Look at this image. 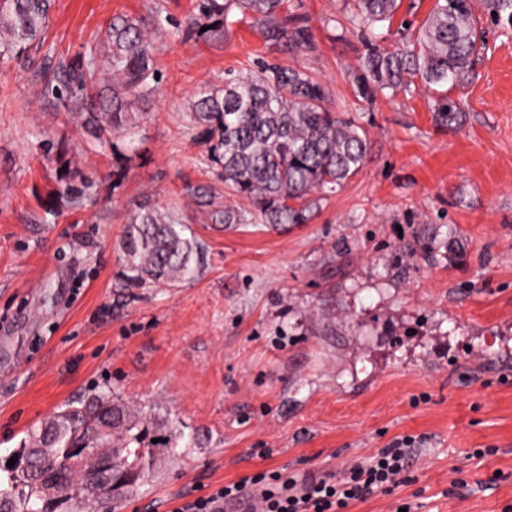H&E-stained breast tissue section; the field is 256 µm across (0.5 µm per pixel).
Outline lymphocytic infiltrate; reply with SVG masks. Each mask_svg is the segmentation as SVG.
<instances>
[{"instance_id": "obj_1", "label": "lymphocytic infiltrate", "mask_w": 512, "mask_h": 512, "mask_svg": "<svg viewBox=\"0 0 512 512\" xmlns=\"http://www.w3.org/2000/svg\"><path fill=\"white\" fill-rule=\"evenodd\" d=\"M421 454L418 439L406 435L336 471L300 477L267 470L225 483L208 496L183 503L177 512H218L219 503L241 499L254 501L253 512H347L353 503L391 494L408 483Z\"/></svg>"}]
</instances>
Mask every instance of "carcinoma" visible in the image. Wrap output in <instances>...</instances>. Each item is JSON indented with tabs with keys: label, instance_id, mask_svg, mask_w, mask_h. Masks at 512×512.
<instances>
[{
	"label": "carcinoma",
	"instance_id": "cac0c4a2",
	"mask_svg": "<svg viewBox=\"0 0 512 512\" xmlns=\"http://www.w3.org/2000/svg\"><path fill=\"white\" fill-rule=\"evenodd\" d=\"M51 0H0V62L27 52L43 38ZM399 0H357L353 23L392 25ZM198 16L228 17L238 9L240 22L260 31L265 42L281 50L311 47V32L290 13L288 0H198ZM491 20L512 22V0H484ZM137 18L116 17L106 32L111 50L104 64L112 69V86L99 87L95 52L80 53L65 67L55 87L66 112H78L95 138L117 132L128 140L136 125L130 109L156 91L155 46L145 39ZM401 38L367 46L358 86L365 96L376 90L411 91L413 86L437 93L435 121L446 127L461 123V104L450 97L473 76L486 50L485 31L474 0H434L422 23L400 26ZM329 91L304 68L267 61L258 69H230L224 88L197 92L190 107L201 128L206 161L224 182V206L215 195L192 191L196 204L208 209L213 224L305 223L317 203L336 192L364 167L370 151L367 130L353 117L327 107ZM188 227L170 212L150 204L131 218L123 237L127 283L165 284L171 288L199 274L204 248ZM459 251L456 238L428 231L404 245L424 260L439 247ZM147 416L112 392H99L58 408L27 432L18 448L22 479L0 488V512H53L54 502H69V512H87L133 490L149 477L152 459L143 446ZM90 472L102 473L110 494L87 484Z\"/></svg>",
	"mask_w": 512,
	"mask_h": 512
}]
</instances>
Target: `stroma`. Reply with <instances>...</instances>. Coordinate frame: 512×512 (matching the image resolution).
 Masks as SVG:
<instances>
[{
  "label": "stroma",
  "mask_w": 512,
  "mask_h": 512,
  "mask_svg": "<svg viewBox=\"0 0 512 512\" xmlns=\"http://www.w3.org/2000/svg\"><path fill=\"white\" fill-rule=\"evenodd\" d=\"M291 5L312 49L273 50L236 10L226 37L193 32L194 0H54L43 42L0 64L1 487L19 478L8 462L32 426L109 389L183 435L174 449L150 444L152 475L114 512H175L226 482L336 469L405 435L423 448L411 481L350 512L404 498L415 512L512 505V368L493 362L512 351V24L483 20L488 51L453 90L466 119L448 129L424 90L360 95L379 32L351 25L354 0ZM155 11L158 89L133 108L134 141L101 145L51 87L75 55L105 49L113 17ZM262 59L306 68L372 149L307 223L227 229L192 196L224 185L189 104ZM148 203L203 244L195 280L126 287L124 230ZM417 216L454 228L462 254L396 262ZM457 460L468 484L455 490Z\"/></svg>",
  "instance_id": "obj_1"
}]
</instances>
